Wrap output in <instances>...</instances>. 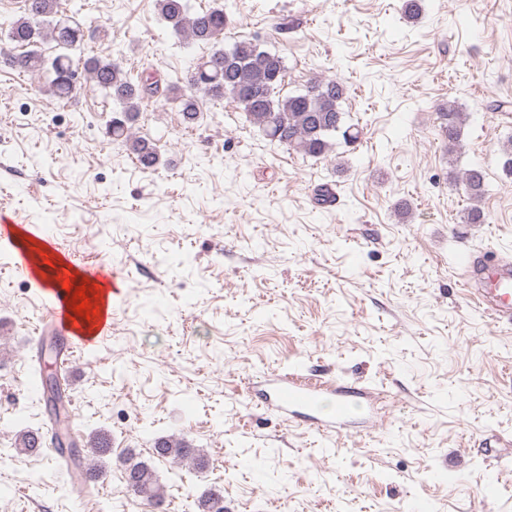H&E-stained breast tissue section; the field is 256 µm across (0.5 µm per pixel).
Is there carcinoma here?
<instances>
[{"instance_id": "cac0c4a2", "label": "carcinoma", "mask_w": 512, "mask_h": 512, "mask_svg": "<svg viewBox=\"0 0 512 512\" xmlns=\"http://www.w3.org/2000/svg\"><path fill=\"white\" fill-rule=\"evenodd\" d=\"M161 19L173 34L189 44L212 45L205 61L182 79L168 80L148 77L131 82L127 73L110 60L91 56L78 62L74 52L83 45V30L74 17L64 14L60 0H26L23 15L11 21L4 37L14 48L1 49L13 68L34 75L52 96L69 99L90 84L112 99V119L107 135L128 145L137 163L146 170L160 164L156 143L136 137L132 128L140 112L152 101L164 98L181 112L186 127H193L200 118L198 95L216 101L229 99L245 115L246 122L256 127L272 142L288 147L298 154L322 157L333 146L332 138L342 133L348 144L360 139L358 128L345 124L340 102L344 85L335 79H314L304 91L281 96L287 77L284 59L277 53L260 48L250 41H240L231 48L219 46L224 29L230 23L222 6L206 10L194 9L193 0H157ZM50 40L58 53L47 60L39 50ZM441 136L454 144L459 141L465 114L448 101L438 107ZM448 179L462 183L472 205L463 216L465 224H483L486 214L481 202L486 194L485 176L480 167L462 172H448ZM154 454L161 458L188 460L193 468L203 470L207 458L184 440L162 438L155 443ZM126 491L157 507L164 504L162 488L151 466L133 455L122 460ZM200 512H224V496L217 488L209 489L198 500Z\"/></svg>"}]
</instances>
